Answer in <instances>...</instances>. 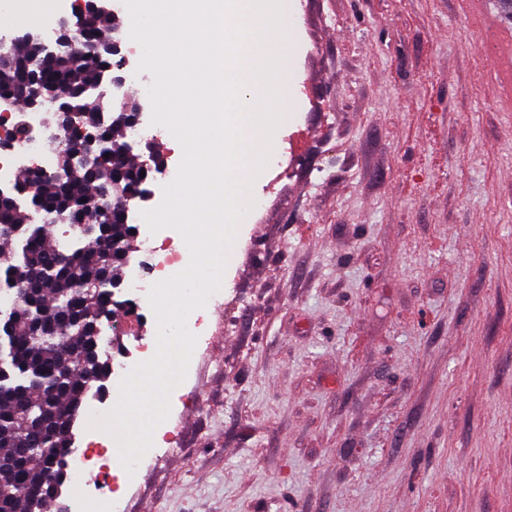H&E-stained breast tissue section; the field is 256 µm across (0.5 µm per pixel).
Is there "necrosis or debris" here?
Masks as SVG:
<instances>
[{
  "mask_svg": "<svg viewBox=\"0 0 512 512\" xmlns=\"http://www.w3.org/2000/svg\"><path fill=\"white\" fill-rule=\"evenodd\" d=\"M58 105V100L52 97L36 108L12 97H0V192L9 193L19 205L29 208L30 220L35 224L50 225L54 219L32 208L21 185L31 172L52 170L59 162L66 134L48 120ZM138 250L139 257L128 258L124 272L130 309L123 318L107 323L102 331L101 343L107 349L111 348L114 337L131 335L133 322L151 318L152 311L146 300L150 284L179 272L189 259L181 236L171 229L154 235L143 233ZM154 346V338H146L139 344L136 358L111 361L107 392L91 395L85 403L86 413L106 412L109 393L115 392L134 362L152 357ZM83 435V450L69 462L63 509L64 512H106L108 502L115 499L118 489L129 477L124 470L113 468L112 448L102 434L87 428ZM95 471L104 475V482L90 481L89 476Z\"/></svg>",
  "mask_w": 512,
  "mask_h": 512,
  "instance_id": "4bbe7bcc",
  "label": "necrosis or debris"
}]
</instances>
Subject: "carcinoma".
Returning <instances> with one entry per match:
<instances>
[{
  "label": "carcinoma",
  "instance_id": "obj_1",
  "mask_svg": "<svg viewBox=\"0 0 512 512\" xmlns=\"http://www.w3.org/2000/svg\"><path fill=\"white\" fill-rule=\"evenodd\" d=\"M111 13L92 17L73 43L86 56L79 67L45 59L35 44L15 48L0 62V92L28 101L32 92L60 100L71 115L68 140L93 136L112 143L92 169L62 164L54 176L28 183L31 200L72 223L91 194L118 180L129 196L143 190L150 173L114 143L135 106L102 120L99 100L89 91L112 70L109 32L118 25ZM131 226L101 216L99 237L83 246H60L52 230L31 224L26 210L0 195V274L20 286L16 299L0 312L9 329L0 333V512H48L66 471L55 462L73 447L72 428L92 389L108 378L109 359L101 351V331L115 312L112 293L97 287L105 275H121Z\"/></svg>",
  "mask_w": 512,
  "mask_h": 512
}]
</instances>
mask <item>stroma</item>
<instances>
[{
	"mask_svg": "<svg viewBox=\"0 0 512 512\" xmlns=\"http://www.w3.org/2000/svg\"><path fill=\"white\" fill-rule=\"evenodd\" d=\"M292 96L123 512H512V112L467 0H293Z\"/></svg>",
	"mask_w": 512,
	"mask_h": 512,
	"instance_id": "obj_1",
	"label": "stroma"
}]
</instances>
